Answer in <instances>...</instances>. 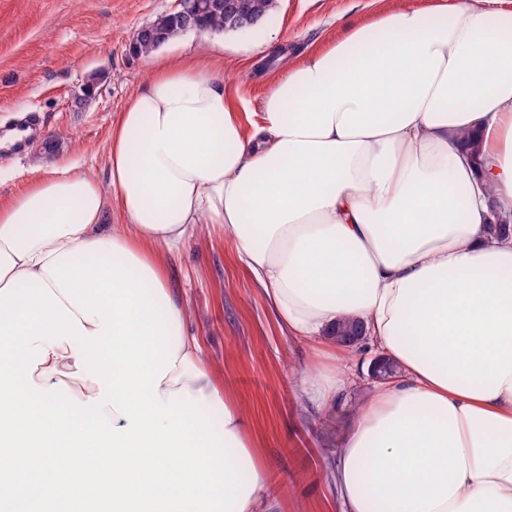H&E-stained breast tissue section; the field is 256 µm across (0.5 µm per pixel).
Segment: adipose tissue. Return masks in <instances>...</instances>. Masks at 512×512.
<instances>
[{
  "label": "adipose tissue",
  "mask_w": 512,
  "mask_h": 512,
  "mask_svg": "<svg viewBox=\"0 0 512 512\" xmlns=\"http://www.w3.org/2000/svg\"><path fill=\"white\" fill-rule=\"evenodd\" d=\"M149 65L107 179L0 200V512H274L168 278L216 230L288 339L336 355L356 319L397 367L337 454L340 512H512V240L487 232L512 214V11L399 0L252 112L211 56Z\"/></svg>",
  "instance_id": "obj_1"
}]
</instances>
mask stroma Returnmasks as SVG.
I'll return each instance as SVG.
<instances>
[{"label":"stroma","instance_id":"35a3bbf8","mask_svg":"<svg viewBox=\"0 0 512 512\" xmlns=\"http://www.w3.org/2000/svg\"><path fill=\"white\" fill-rule=\"evenodd\" d=\"M392 4L279 0L255 29L188 31L158 52L199 50L223 59L225 80L256 108L289 62ZM175 7L176 0H0V134L28 112L45 127L23 158L0 160L1 198L70 162L106 178L112 124L149 73L147 58L130 48L133 33ZM91 82L94 95L81 98ZM169 277L187 303V328L200 336L207 361L249 420L277 491V512H332L330 468L359 422L371 374L358 373L354 387L332 406L302 398L300 375L332 362L283 336L230 241L191 239L170 257Z\"/></svg>","mask_w":512,"mask_h":512}]
</instances>
